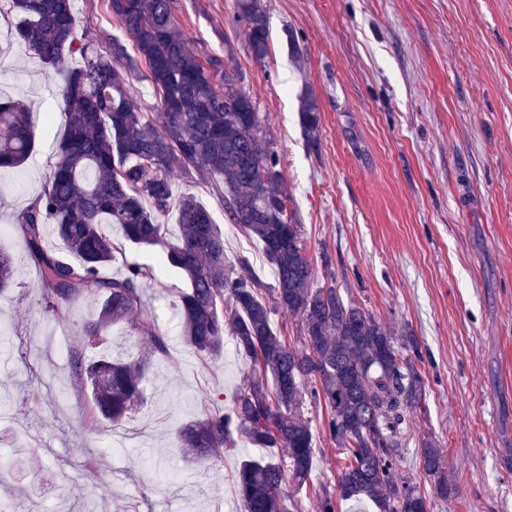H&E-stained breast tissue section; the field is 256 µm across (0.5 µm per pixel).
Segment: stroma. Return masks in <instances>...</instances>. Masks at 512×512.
<instances>
[{
    "label": "stroma",
    "mask_w": 512,
    "mask_h": 512,
    "mask_svg": "<svg viewBox=\"0 0 512 512\" xmlns=\"http://www.w3.org/2000/svg\"><path fill=\"white\" fill-rule=\"evenodd\" d=\"M78 32L119 35L107 0H75ZM270 52L255 61L233 0H173L188 46L236 71L278 154L288 211L317 284L339 289L424 359L423 409L408 416L396 479L429 512H512V0H262ZM0 13V94L25 99L37 132L23 169L0 177V250L18 280L0 294V458L15 459L0 495L17 512H245L234 476L251 447L221 462L182 460L177 430L224 407L251 372L225 340L201 361L184 344L175 292L161 269L142 312L170 338L153 359L146 406L113 427L93 420L71 363L90 358L86 298L45 312L17 215L41 192L65 133V72L44 69ZM317 100L316 141L298 96ZM224 230L229 257L247 256L265 284L262 244L227 223L219 179L176 176ZM311 480L334 485L339 456L324 406L310 408ZM434 440L448 466L438 497L420 458Z\"/></svg>",
    "instance_id": "stroma-1"
}]
</instances>
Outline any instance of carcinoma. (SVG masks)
<instances>
[{"mask_svg": "<svg viewBox=\"0 0 512 512\" xmlns=\"http://www.w3.org/2000/svg\"><path fill=\"white\" fill-rule=\"evenodd\" d=\"M9 2L15 38L34 61L58 70L79 59L62 92L65 135L56 161L41 193L16 217L39 272L45 310L94 297L99 317L85 338L101 346L113 326L130 322L141 308L142 285L156 279V269H177L187 282L176 301L186 345L208 361L224 352L229 336L254 364L227 408L179 428L186 458L221 461L240 443L280 449L237 470L235 488L246 512H298L302 492L316 499L318 512H336L338 498L367 500L378 512H427L426 497L394 478L407 413L423 409L426 401L413 361L421 358L419 345L409 336L397 343L337 288L315 284L299 225L288 213L278 155L235 77L226 72L216 78L187 47L171 0H109L123 38H110L106 47L77 35L74 0ZM235 5L253 58L265 59L269 32L260 0ZM141 62L156 93V121L127 93L128 71ZM318 112L315 97L304 90L299 116L311 141L317 139ZM35 144L26 103L0 99V172L20 170ZM177 172L201 181L221 177L225 216L263 244L275 267L273 285L259 280L247 257H228L224 230L211 211L192 193L175 194ZM173 211L179 229L174 242L167 238ZM102 224L118 225L122 240L102 234ZM50 233L77 263L47 252ZM157 245L158 268L131 262L119 277L101 275L126 247ZM15 275L12 258L0 251V293ZM279 309L296 318L298 342L272 329ZM134 329L145 344L143 357L117 361L103 351L75 360L93 415L113 424L147 404L149 363L169 346V337L148 318ZM308 402L325 405L326 431L345 460L332 489L311 483L315 448ZM420 456L436 495L447 497L439 449L425 441ZM287 484L293 493L283 492Z\"/></svg>", "mask_w": 512, "mask_h": 512, "instance_id": "1", "label": "carcinoma"}]
</instances>
